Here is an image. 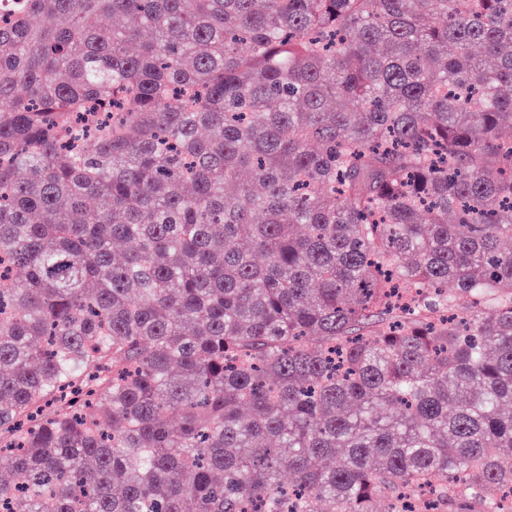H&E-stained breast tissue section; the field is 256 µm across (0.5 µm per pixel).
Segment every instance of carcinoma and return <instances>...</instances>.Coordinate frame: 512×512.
Returning <instances> with one entry per match:
<instances>
[{"instance_id": "obj_1", "label": "carcinoma", "mask_w": 512, "mask_h": 512, "mask_svg": "<svg viewBox=\"0 0 512 512\" xmlns=\"http://www.w3.org/2000/svg\"><path fill=\"white\" fill-rule=\"evenodd\" d=\"M0 103V512H512V0H0Z\"/></svg>"}]
</instances>
